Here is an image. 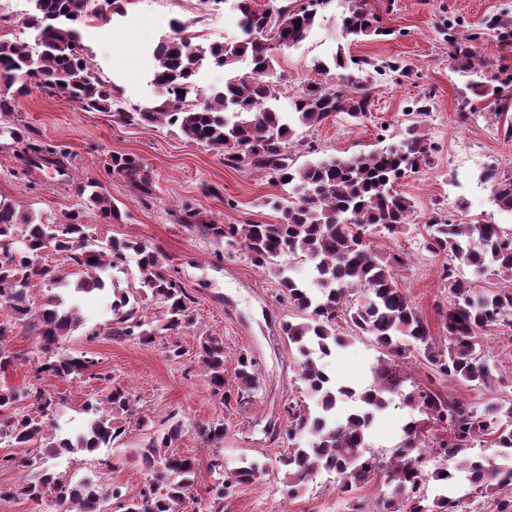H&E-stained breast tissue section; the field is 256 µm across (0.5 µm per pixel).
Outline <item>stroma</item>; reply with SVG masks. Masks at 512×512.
<instances>
[{"mask_svg": "<svg viewBox=\"0 0 512 512\" xmlns=\"http://www.w3.org/2000/svg\"><path fill=\"white\" fill-rule=\"evenodd\" d=\"M367 4L390 29V36L357 42L344 39L340 18L349 3L332 0L306 41L279 50L274 76L278 106L287 109L289 97L314 79L315 62L331 61L339 51L373 65L394 61L409 68L410 76L399 82L387 75H372L371 120L354 125L340 114L306 132L318 156L348 157L399 145L403 129L412 120L414 99L429 96V112L422 116L421 125L439 150L429 166L399 185L415 205V219L404 234L376 233L369 242L380 255L402 256L398 285L417 308L434 342L443 346L447 340L440 312L447 309L451 295L441 278L442 258L423 247L424 224L433 208L447 209L462 220L490 221L512 234V214L494 205L491 188L481 179L489 166L512 171V137L505 136L504 122L494 117L489 102L467 99L464 80L454 72L449 58L447 36L479 32L480 40L472 44L477 57L512 72V39L504 35L505 26H512V0H367ZM175 20L186 23L204 43H223L240 35L237 15L223 0L214 7L201 0H132L125 16L110 26L83 29L91 58L101 75L119 87L123 107L156 99L142 50L171 35ZM463 111L468 112V121H460ZM11 119L27 126L32 144L65 153L71 179L56 183L48 169L24 175L17 148L0 145L1 201L57 222L77 205V182L95 178L126 216L122 222L105 224L97 210L88 207L84 222L93 225L101 238L132 239L160 251L167 267L196 299L197 325L178 336L187 350L180 363L166 360L162 344L115 342L102 335L110 318L108 293L79 298L84 326L67 339L64 349L75 355H95L113 384L134 391L141 416L158 423L178 414L184 431L174 451L197 459L191 496L206 510L212 485L208 462L214 453H221L225 467L231 469L243 458H272L282 452L281 441L271 431L285 425L283 406L296 395L298 360L281 330L291 311L279 300L275 282L242 252L225 250L223 243L178 224L177 215L189 208L200 224H271L279 215L263 201L283 196L284 190L263 173L226 166L219 153L186 141L176 128L118 124L110 114L86 111L56 95L35 91L20 98ZM115 153L142 159L156 188L154 197L142 198L120 176L108 172L106 163ZM203 331L223 337L227 357L245 350L255 358L257 388L243 404L227 407L211 396L194 356L196 338ZM379 356V349L362 338L326 358L325 364L337 383L361 389L370 383V368ZM484 359L499 370L498 396L512 399L511 328L503 326L488 335ZM412 366L417 382L445 395L476 405L489 398L486 390L439 374L424 358H417ZM44 384L62 398L55 418L59 437L83 431L88 421L84 404L101 389V382L48 377ZM411 414L409 407L392 403L369 436L372 448L387 454L398 447L401 427ZM214 419L223 420L227 427L217 449L208 447L196 432L197 424ZM123 425L126 432L114 449L71 455L66 472L80 476L94 472L105 458L111 466L104 471V481L120 485L127 496L138 494L147 474L134 450L146 442L148 434L136 421L127 419ZM382 490L378 482L343 499L318 474L299 496L291 498L281 477L273 473L261 483L238 486L225 499L224 512H354L370 505Z\"/></svg>", "mask_w": 512, "mask_h": 512, "instance_id": "35a3bbf8", "label": "stroma"}]
</instances>
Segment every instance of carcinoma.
<instances>
[{"mask_svg": "<svg viewBox=\"0 0 512 512\" xmlns=\"http://www.w3.org/2000/svg\"><path fill=\"white\" fill-rule=\"evenodd\" d=\"M24 18L34 44L0 40V116L15 111L17 99L38 88L66 97L88 110L109 112L124 125L162 124L177 127L187 141L220 153L229 167L264 171L288 197L269 202L280 213L276 224H194L188 212L179 222L205 236L224 242L226 250L242 251L253 265L278 279L280 295L304 313L301 322L287 321L283 332L301 357L298 381L301 396L284 405L286 427L276 435L288 441L277 460L285 471L286 488L296 496L316 474L335 476L334 489L350 496L361 487L388 478V491L371 507L359 512H462L468 498L482 496L512 478L500 476L489 461L466 451L487 443L501 453H512V401L493 398L479 407L449 398L410 381L399 363L419 351L438 371L463 384L492 387L495 375L483 361V340L499 326L512 327V235L484 220H455L438 208L424 224V247L432 254L448 255L458 264L442 266L451 299L440 312L446 331L445 347L434 345L423 319L398 286L395 268L401 256L379 257L367 242V231L393 236L404 232L415 213L411 199L396 189L410 173L428 165L439 147L422 133L416 120L405 128L401 145L351 157H328L294 165L292 149L304 143L303 128L314 129L329 118L344 114L354 123L370 118V72L363 62L338 51L328 65L315 64L319 78L310 80L291 98V111L274 105L275 87L265 77L274 71L275 51L301 44L331 0H282L267 8L256 0H233L241 37L237 41L203 45L183 35L187 26L172 22L174 35L150 49L151 83L159 91L151 106L126 109L118 104L112 83L103 79L82 43L81 28L92 22L108 24L126 12L129 0H109V11L98 0H28ZM342 17V35L352 41L386 37L367 0H350ZM448 39L455 71L467 77L465 87L476 98H496L495 116L507 119L512 137V100L501 96L512 77L489 68L476 58L470 42ZM250 58L251 69L234 75V65ZM229 71L221 89L202 90L196 76L203 68ZM23 146L24 170L39 169L51 152L28 143L26 127L0 120V139ZM112 173L146 196L154 192L142 160L113 154L107 163ZM481 180L490 185L492 199L502 211L512 212V174L495 166ZM76 193L82 206L56 223H46L32 211H20L0 202V372L16 365L21 354L5 346L19 327L37 337L41 359L33 366V381L22 386L0 385V443L29 448V457H4L0 467L12 466L30 475L19 485H0V501L25 495L39 503L54 495L57 512H186L197 472L196 460L171 451L183 432V423L171 414L162 428L149 433L139 450L147 470L146 483L135 497L119 485L83 480L48 472L40 463L56 449L67 453H93L112 448L125 429L112 416H135V398L124 387L107 386L102 395L85 403L93 414L85 432L59 439L52 433L60 397L42 387L46 377L74 380H111L98 371L99 360L84 352L78 356L62 349L63 340L83 325L77 294L91 295L116 284L127 272L129 258L137 266L136 284L112 290V319L104 333L112 340H136L152 346L165 335L180 334L195 325L194 297L168 273L163 255L143 242L101 239L83 223V206L95 208L106 224L119 222L122 212L103 185L92 178L81 181ZM292 254L311 265L312 277L302 282L279 262ZM479 272H494L509 289L481 292L464 278L457 265ZM48 295L38 299L36 288ZM159 306L150 320L144 303ZM344 319L357 335L368 336L383 357L371 367L372 381L358 391L338 385L314 355L329 357L348 341L336 330ZM211 394L224 405L241 404L256 389L255 364L246 351L234 358L236 385L226 384L224 338L204 333L196 346ZM418 416L402 426L404 441L389 457L370 449L368 437L377 415L394 399ZM28 402L30 411L19 407ZM431 424L445 425L449 437L438 442L434 467L421 449L428 445ZM208 443L224 439V421L197 427ZM208 468L213 476L209 512H224V498L239 485L255 484L269 474L266 463L243 460L232 470L214 455ZM466 474L469 491L450 496L446 487ZM433 481L443 492L428 498L421 487Z\"/></svg>", "mask_w": 512, "mask_h": 512, "instance_id": "carcinoma-1", "label": "carcinoma"}]
</instances>
